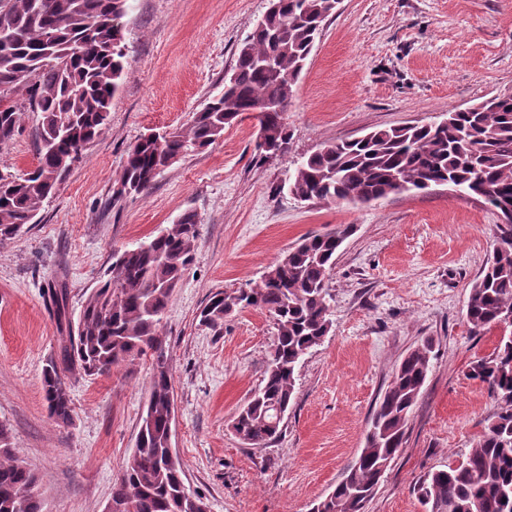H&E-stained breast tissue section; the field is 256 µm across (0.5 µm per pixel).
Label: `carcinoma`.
Returning a JSON list of instances; mask_svg holds the SVG:
<instances>
[{
	"label": "carcinoma",
	"mask_w": 512,
	"mask_h": 512,
	"mask_svg": "<svg viewBox=\"0 0 512 512\" xmlns=\"http://www.w3.org/2000/svg\"><path fill=\"white\" fill-rule=\"evenodd\" d=\"M130 0H0V146L10 142L23 113L38 112L37 164L19 176L0 174V242L38 222L44 203L83 152L100 136L124 74L122 19ZM336 0H273L238 49L224 89L194 113L191 123L130 146L115 199L151 188L157 171L224 135L256 108L263 113L260 156L288 154L285 112ZM276 55L275 67L264 64ZM288 192L324 204H369L409 190L449 183L483 198L499 215L512 211V94L486 99L426 123L375 129L328 142L293 161ZM197 215L186 211L159 235L112 257L107 278L92 289L65 344L43 370L50 416L71 423L73 401L66 373L108 374L142 356L151 360L146 413L131 460L112 482L118 512H201L204 501L184 481L183 464L170 450L174 394L162 321L172 291L192 261L199 238ZM348 226L306 236L269 265L249 288L209 296L200 320L224 325L231 312L269 313L276 334L262 384L238 412L233 429L252 448L282 433L298 368L332 329L328 288L336 264V236ZM490 261L472 284L467 322L500 330L493 353L471 366L497 410L462 460L426 473L418 482L426 512H512V222L499 225ZM433 343L409 351L376 401L364 448L345 477L317 503V512H364L381 478L403 447L406 428L431 368ZM0 512H42L32 468L19 460L9 427L0 422Z\"/></svg>",
	"instance_id": "cac0c4a2"
}]
</instances>
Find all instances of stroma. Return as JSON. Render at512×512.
I'll list each match as a JSON object with an SVG mask.
<instances>
[{
	"label": "stroma",
	"mask_w": 512,
	"mask_h": 512,
	"mask_svg": "<svg viewBox=\"0 0 512 512\" xmlns=\"http://www.w3.org/2000/svg\"><path fill=\"white\" fill-rule=\"evenodd\" d=\"M269 0H132L125 75L102 135L83 153L39 224L0 243V421L38 477L44 512H104L131 458L151 361L105 376L70 373L69 425L49 416L42 369L63 333L48 291L65 284L77 318L113 251L135 247L187 211L200 236L163 324L173 374L172 446L208 512H310L360 453L371 409L406 353L432 340L434 359L406 442L365 512H422L417 484L456 462L495 410L470 377L499 330H472L469 290L492 256L500 217L446 186L370 204L325 205L287 191L292 160L375 128L425 122L512 93V0H341L285 114L287 156L262 158L247 118L190 152L143 194L113 200L129 146L188 124L265 14ZM40 115L27 112L0 146V173L36 163ZM351 226L329 281L333 326L299 370L280 438L251 448L234 415L261 382L276 329L268 313L200 321L211 292L260 280L305 236Z\"/></svg>",
	"instance_id": "obj_1"
}]
</instances>
